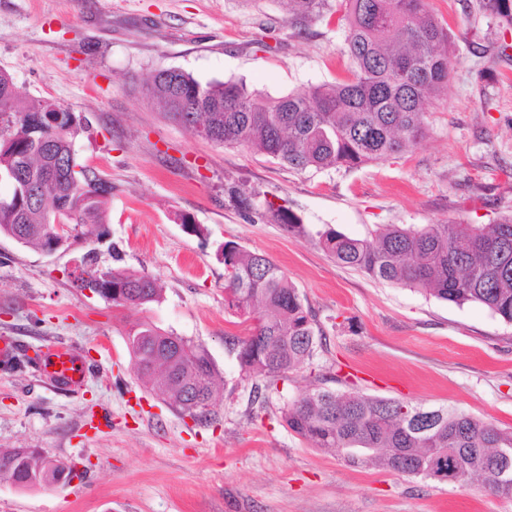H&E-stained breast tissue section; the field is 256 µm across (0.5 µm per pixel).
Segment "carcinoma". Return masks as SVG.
<instances>
[{"instance_id":"cac0c4a2","label":"carcinoma","mask_w":512,"mask_h":512,"mask_svg":"<svg viewBox=\"0 0 512 512\" xmlns=\"http://www.w3.org/2000/svg\"><path fill=\"white\" fill-rule=\"evenodd\" d=\"M291 24L340 13L351 77L303 93L272 98L243 81L201 83L175 67L153 73L144 94L164 115L221 147H243L298 172L350 169L416 147L427 129L429 102L448 83L451 34L428 0H287ZM487 10L512 28V0H487ZM84 131L70 108L18 94L0 70V235L44 250L51 242L49 218L62 207L74 225L107 224L112 183L79 162L75 150ZM268 212L288 231L304 225L285 206ZM317 244L336 262L373 279L416 289L458 306L478 303L512 324V215L494 224L448 220L412 227L386 224L372 240L328 227ZM225 306L250 323L236 338L242 372L259 379L262 391L309 361L322 338L316 321L288 275L267 255L226 241ZM73 281L115 306L141 307L161 299L155 278L128 271L83 267ZM138 374L201 423L214 414L217 372L209 355L180 337L139 323L127 336ZM288 430L314 448H336L352 464H374L425 479L441 464L455 483L483 479L496 495L512 498V431L448 407L412 405L399 399L306 391L281 408ZM53 459L37 449L0 448V474L19 485L34 482Z\"/></svg>"}]
</instances>
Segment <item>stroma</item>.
Masks as SVG:
<instances>
[{"mask_svg":"<svg viewBox=\"0 0 512 512\" xmlns=\"http://www.w3.org/2000/svg\"><path fill=\"white\" fill-rule=\"evenodd\" d=\"M481 2L430 0L453 36L452 72L416 149L299 173L192 134L141 87L169 67L272 97L344 80L352 63L337 20L292 27L283 0H0V69L23 97L82 117L78 159L112 183L104 239L46 256L0 236V337L18 348L0 367V448H39L76 472L52 488L0 483V512H512V499L479 479L448 485L350 464L290 432L280 413L304 391L351 386L512 429V325L478 304L373 280L315 243L328 226L364 238L384 224H490L512 213V60L489 63L512 34ZM233 187L253 210L232 201ZM269 201L306 235L264 217ZM227 240L272 258L324 336L262 403L231 343L245 325L224 307ZM89 252L100 269L157 279L160 301L116 307L74 288L69 272ZM141 322L208 353L219 373L210 424L140 378L127 336ZM53 343L94 359L80 392L37 374L32 357Z\"/></svg>","mask_w":512,"mask_h":512,"instance_id":"35a3bbf8","label":"stroma"}]
</instances>
